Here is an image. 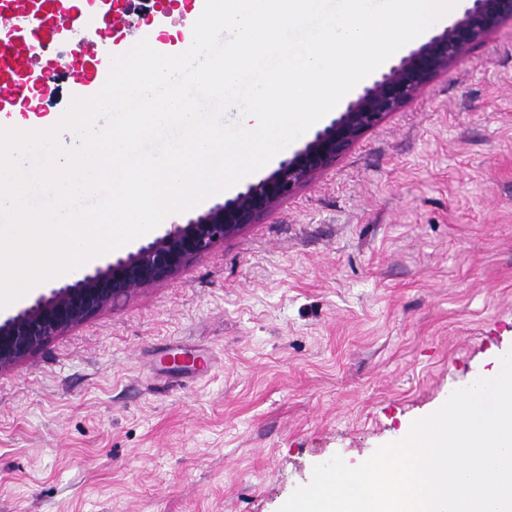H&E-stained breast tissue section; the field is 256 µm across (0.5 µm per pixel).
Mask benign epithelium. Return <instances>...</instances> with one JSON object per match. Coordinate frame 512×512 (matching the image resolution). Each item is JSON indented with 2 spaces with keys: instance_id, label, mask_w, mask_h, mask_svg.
<instances>
[{
  "instance_id": "1",
  "label": "benign epithelium",
  "mask_w": 512,
  "mask_h": 512,
  "mask_svg": "<svg viewBox=\"0 0 512 512\" xmlns=\"http://www.w3.org/2000/svg\"><path fill=\"white\" fill-rule=\"evenodd\" d=\"M505 19H512V0H472L458 19L383 73L270 173L204 213L169 225L136 251L113 256L0 318V370L16 365L50 337L85 322L134 291L174 275L216 244L260 221L335 163L368 130L466 58Z\"/></svg>"
}]
</instances>
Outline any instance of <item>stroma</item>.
Instances as JSON below:
<instances>
[{"mask_svg": "<svg viewBox=\"0 0 512 512\" xmlns=\"http://www.w3.org/2000/svg\"><path fill=\"white\" fill-rule=\"evenodd\" d=\"M512 351V20L260 222L0 370V512H278Z\"/></svg>", "mask_w": 512, "mask_h": 512, "instance_id": "35a3bbf8", "label": "stroma"}]
</instances>
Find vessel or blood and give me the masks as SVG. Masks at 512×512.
Wrapping results in <instances>:
<instances>
[{"label":"vessel or blood","instance_id":"obj_1","mask_svg":"<svg viewBox=\"0 0 512 512\" xmlns=\"http://www.w3.org/2000/svg\"><path fill=\"white\" fill-rule=\"evenodd\" d=\"M117 22L113 0H0V124L16 110L38 111L48 88L40 49L68 68L73 95L99 92L117 49L95 32Z\"/></svg>","mask_w":512,"mask_h":512}]
</instances>
